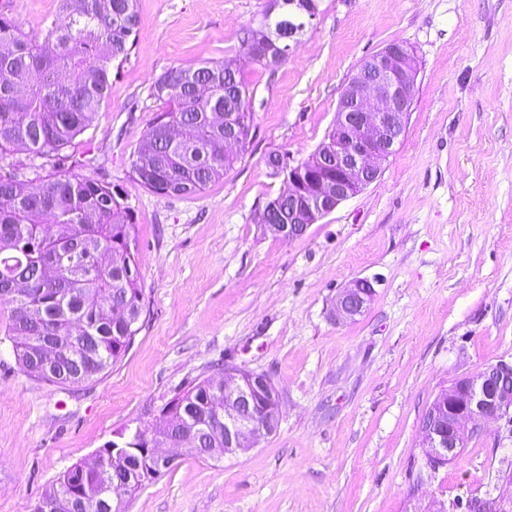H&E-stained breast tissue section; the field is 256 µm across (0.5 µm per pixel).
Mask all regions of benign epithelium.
<instances>
[{"label":"benign epithelium","mask_w":512,"mask_h":512,"mask_svg":"<svg viewBox=\"0 0 512 512\" xmlns=\"http://www.w3.org/2000/svg\"><path fill=\"white\" fill-rule=\"evenodd\" d=\"M276 22L266 29L262 60L281 64L298 37L317 15V0H269L267 16ZM416 72L410 54L391 43L366 59L340 99L331 135L316 158L292 164L286 154L273 153L267 165L288 182V223L279 222L278 209H267L265 229L283 239L305 235L310 225L331 213L378 177V162L398 143L414 96ZM234 113H224V155L239 153ZM372 285L357 280L336 297V317L352 319L371 301ZM224 455L236 456L274 433L281 419L280 393L272 379L234 365H224ZM512 426V360L500 359L474 376L458 378L440 392L420 421L427 448L426 465L433 472L458 455L469 438L490 423ZM130 449L170 466L174 457L156 448L137 429L112 442L116 453Z\"/></svg>","instance_id":"1"}]
</instances>
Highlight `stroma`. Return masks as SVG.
I'll return each instance as SVG.
<instances>
[{
  "mask_svg": "<svg viewBox=\"0 0 512 512\" xmlns=\"http://www.w3.org/2000/svg\"><path fill=\"white\" fill-rule=\"evenodd\" d=\"M29 36L59 0H0ZM267 0H136L128 57L113 63L74 173L111 183L139 241L138 332L97 380L51 385L0 343V512H33L59 472L123 432L161 427L167 404L222 363L268 375L278 430L214 461L177 454L125 497L126 512H426L488 494L512 429L491 424L438 471L420 419L456 379L512 357V0H319L288 59L247 62L241 37ZM399 42L416 84L404 132L375 182L288 240L260 214L285 188L269 154L305 160L324 141L363 61ZM239 67L254 114L249 150L204 192L153 193L134 153L164 107L156 77L203 62ZM372 283L367 309L337 295ZM372 285L366 280H357L344 288L336 297V315L352 319L361 315L371 301Z\"/></svg>",
  "mask_w": 512,
  "mask_h": 512,
  "instance_id": "1",
  "label": "stroma"
}]
</instances>
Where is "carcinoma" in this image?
I'll return each mask as SVG.
<instances>
[{
    "label": "carcinoma",
    "mask_w": 512,
    "mask_h": 512,
    "mask_svg": "<svg viewBox=\"0 0 512 512\" xmlns=\"http://www.w3.org/2000/svg\"><path fill=\"white\" fill-rule=\"evenodd\" d=\"M137 26L135 0H60L56 19L35 40L0 13V159L21 149L51 161L54 174L31 189L0 172V301L5 336L27 375L49 383L92 382L129 349L141 315L139 244L130 207L112 185L69 171L65 149L88 130L106 98L112 62L127 56ZM264 21L243 52L262 63ZM169 104L131 161L137 182L158 194L195 195L224 178V104L241 118V151L253 112L239 70L224 63L172 68L153 84ZM120 303L125 314L113 312ZM221 388L206 378L173 400L152 433L164 442L193 437L195 455L221 460ZM145 459L107 454L60 473L34 512H108L104 490L142 486Z\"/></svg>",
    "instance_id": "1"
}]
</instances>
